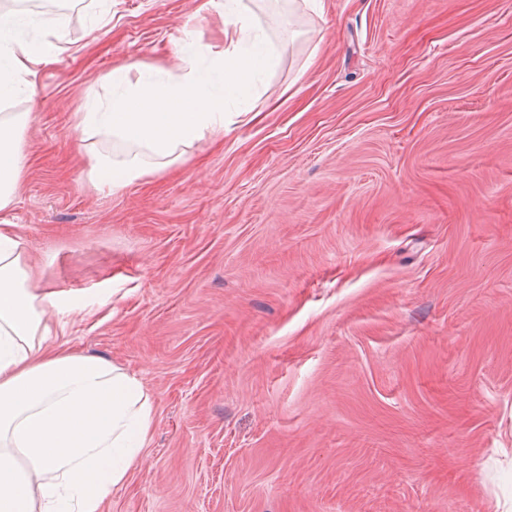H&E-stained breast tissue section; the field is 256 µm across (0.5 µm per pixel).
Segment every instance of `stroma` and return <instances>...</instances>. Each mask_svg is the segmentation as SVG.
Masks as SVG:
<instances>
[{"label":"stroma","instance_id":"stroma-1","mask_svg":"<svg viewBox=\"0 0 512 512\" xmlns=\"http://www.w3.org/2000/svg\"><path fill=\"white\" fill-rule=\"evenodd\" d=\"M202 0H60L11 209L70 344L140 379L108 512L512 503V0H295L224 140L121 191L75 129L114 64L224 53Z\"/></svg>","mask_w":512,"mask_h":512}]
</instances>
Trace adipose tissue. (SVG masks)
Instances as JSON below:
<instances>
[{
    "label": "adipose tissue",
    "instance_id": "obj_1",
    "mask_svg": "<svg viewBox=\"0 0 512 512\" xmlns=\"http://www.w3.org/2000/svg\"><path fill=\"white\" fill-rule=\"evenodd\" d=\"M224 57L201 71L187 56L179 73L155 68L130 79L115 65L112 95L79 116L83 139L115 145L95 156L90 177L116 192L176 161L179 148L220 140L232 116L252 112L262 73L277 53L243 0H218ZM60 31L67 18L0 11V101L31 87L39 66L61 47L48 36L22 39L21 21ZM29 115L0 113V211L9 210L26 165ZM40 262L14 225L0 224V512H104L114 487L126 483L151 439L153 406L140 380L65 341L64 325L45 320L85 310V303L39 285Z\"/></svg>",
    "mask_w": 512,
    "mask_h": 512
}]
</instances>
